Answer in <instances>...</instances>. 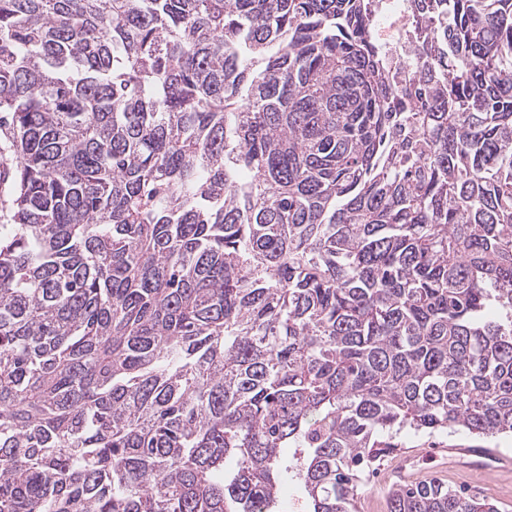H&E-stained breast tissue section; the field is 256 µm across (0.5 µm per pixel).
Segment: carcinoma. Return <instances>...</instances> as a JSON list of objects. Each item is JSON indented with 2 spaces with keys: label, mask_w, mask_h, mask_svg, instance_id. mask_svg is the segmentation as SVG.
<instances>
[{
  "label": "carcinoma",
  "mask_w": 512,
  "mask_h": 512,
  "mask_svg": "<svg viewBox=\"0 0 512 512\" xmlns=\"http://www.w3.org/2000/svg\"><path fill=\"white\" fill-rule=\"evenodd\" d=\"M381 8L0 0V512H358L380 435L512 434V0ZM406 2H403L401 9L397 13L390 15L388 23L381 28L386 32L384 38L388 41L386 44L390 46H403V33L406 25V12L404 9ZM288 490V494L284 492ZM303 489L301 484L292 477V474L284 473L279 496L278 508L281 512H298L301 510Z\"/></svg>",
  "instance_id": "obj_1"
}]
</instances>
